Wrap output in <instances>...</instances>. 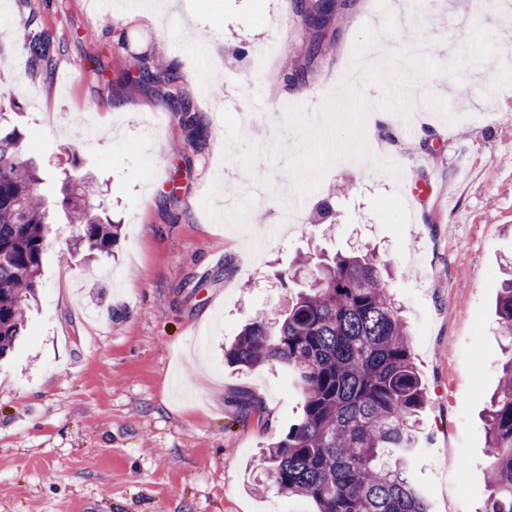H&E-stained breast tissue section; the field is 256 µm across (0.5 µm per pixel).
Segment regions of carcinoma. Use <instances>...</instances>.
I'll return each instance as SVG.
<instances>
[{
  "mask_svg": "<svg viewBox=\"0 0 512 512\" xmlns=\"http://www.w3.org/2000/svg\"><path fill=\"white\" fill-rule=\"evenodd\" d=\"M352 6L353 0H308L300 9L305 24L339 29ZM27 51L47 68L57 48L38 36ZM124 67L143 82L178 79L176 70L154 71L141 56L126 58ZM311 73L285 67L279 79L302 84ZM45 183L21 135L0 134V358L21 336L39 288L50 206L75 229L77 244L107 253L119 238V225L95 212L98 190L77 159L53 203ZM386 274V261L357 249L314 265L301 259L281 276L283 284L305 282L282 318L254 316L224 351L230 365L280 362L294 373L304 417L264 463L282 495L309 498L317 512H431L413 472L427 392ZM496 316L506 360L485 420L490 491L484 512H512V270L504 271Z\"/></svg>",
  "mask_w": 512,
  "mask_h": 512,
  "instance_id": "obj_1",
  "label": "carcinoma"
}]
</instances>
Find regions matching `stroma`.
<instances>
[{
    "mask_svg": "<svg viewBox=\"0 0 512 512\" xmlns=\"http://www.w3.org/2000/svg\"><path fill=\"white\" fill-rule=\"evenodd\" d=\"M157 26L118 25L96 0H0V107L28 157L59 190V164L76 154L99 182V202L123 225L111 254L89 253L55 225L38 301L0 362V512H314L278 494L262 462L302 416L287 366L224 361L255 314L281 318L295 289L281 273L303 254L377 250L393 272L429 402L418 476L432 512H482L489 458L484 418L504 353L495 304L512 259V0H389L400 35L383 59L422 42L447 64L474 25L491 29L498 58L410 85L408 120L372 107L374 160L344 158L304 200L299 223H278L293 200L285 159L260 157L261 223L223 206L246 173L225 159L222 110L266 147L300 142L284 109L315 113L342 95L362 25L379 27L375 0H355L342 29H309L291 0H157ZM60 45L51 72L33 70L28 41ZM333 53L319 77L281 91L271 75L301 63L314 38ZM173 66V83L136 81L123 56ZM270 57L261 69L247 56ZM468 84L460 98L456 83ZM192 102L181 113L179 101ZM396 143H389V136ZM403 168L401 178L376 159ZM433 187L422 203L411 180Z\"/></svg>",
    "mask_w": 512,
    "mask_h": 512,
    "instance_id": "1",
    "label": "stroma"
}]
</instances>
